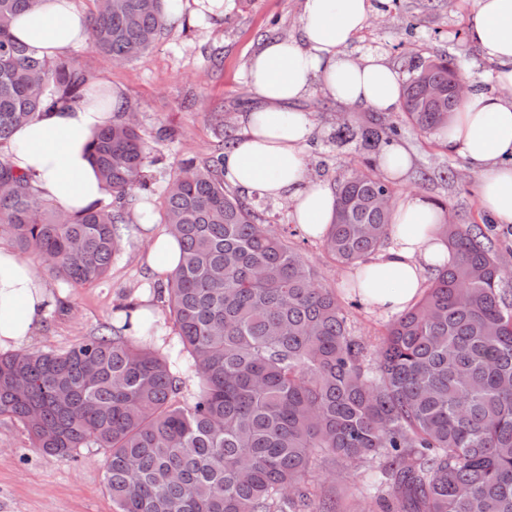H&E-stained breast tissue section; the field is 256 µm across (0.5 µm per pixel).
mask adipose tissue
<instances>
[{
	"mask_svg": "<svg viewBox=\"0 0 512 512\" xmlns=\"http://www.w3.org/2000/svg\"><path fill=\"white\" fill-rule=\"evenodd\" d=\"M375 14L372 0H303L300 36L266 41L249 65L248 85L258 101L242 138L224 153L226 179L240 189L286 199L292 221L313 239L331 223L336 198L328 186L306 177L305 150L314 124L295 111L313 80L339 103L391 112L400 105L397 74L382 58H353L347 48ZM13 35L55 62L90 38L88 17L76 0H37L11 22ZM471 41L492 64L494 92L468 88L448 117L444 139L476 176L480 209L492 222L512 225V0H476ZM102 111L77 100L36 114L13 134L4 153L26 176L33 192L56 209L83 213L108 195L87 152L93 136L125 109L119 89ZM133 217L148 245L145 261L158 281L177 268V240L135 205ZM441 212L418 193L406 192L390 226L392 244L370 262L352 267L348 280L368 307L390 314L404 311L425 286L427 267L449 251L438 234ZM60 301L45 269L0 245V350L25 348Z\"/></svg>",
	"mask_w": 512,
	"mask_h": 512,
	"instance_id": "adipose-tissue-1",
	"label": "adipose tissue"
}]
</instances>
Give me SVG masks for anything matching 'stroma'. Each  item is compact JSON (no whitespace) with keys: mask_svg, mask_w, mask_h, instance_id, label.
I'll return each mask as SVG.
<instances>
[{"mask_svg":"<svg viewBox=\"0 0 512 512\" xmlns=\"http://www.w3.org/2000/svg\"><path fill=\"white\" fill-rule=\"evenodd\" d=\"M300 9L301 0H225L223 14L209 17L191 4L183 23L166 28L143 61L116 66L87 44L71 49L65 60L91 80L106 79L122 89L127 107L138 114L148 145L157 144L159 128L174 131V140L157 144L168 168L178 158H203L218 144L229 145L240 138L246 116L257 105L247 86L248 61L268 30L298 37ZM475 11V0H386L347 51L355 58L379 55L398 69L402 80L407 74L400 69V44H412L425 58L460 57L463 76L489 91L495 87L490 66L469 40ZM216 49L222 57L217 67L210 59ZM295 108L316 117L306 149L307 177L333 184L356 153L355 144L339 147L331 139L347 108L318 84ZM216 112L224 115L223 127H215L212 121ZM399 144L412 158L410 170L397 182L399 188H411L430 202L447 204L457 223L478 221L475 176L462 157L448 152L441 140L408 131ZM450 166L457 171L456 179H440V172ZM288 242L301 251L318 281L345 304L352 334L367 347H375L389 314L355 305L346 267L332 261L320 240L297 234ZM142 251L140 237L130 233L104 281L65 289L64 301L49 314L30 349L67 350L80 339L97 335L103 325L115 323L116 307L125 297L150 296L154 280ZM0 512H114L106 490L103 449L82 448L71 459L47 455L33 448L18 423L0 416Z\"/></svg>","mask_w":512,"mask_h":512,"instance_id":"35a3bbf8","label":"stroma"}]
</instances>
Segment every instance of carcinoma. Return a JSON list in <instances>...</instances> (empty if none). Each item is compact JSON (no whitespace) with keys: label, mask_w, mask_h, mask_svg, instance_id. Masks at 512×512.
<instances>
[{"label":"carcinoma","mask_w":512,"mask_h":512,"mask_svg":"<svg viewBox=\"0 0 512 512\" xmlns=\"http://www.w3.org/2000/svg\"><path fill=\"white\" fill-rule=\"evenodd\" d=\"M36 0H0V146L39 110L110 100L83 71L49 62L11 21ZM91 47L117 65L143 60L163 30V0H92ZM402 119L347 112L333 141L360 154L336 177L322 245L340 266L388 241L399 188L377 175L382 148L448 132L463 66L402 54ZM437 98L423 95L426 85ZM89 154L115 201L81 215L46 210L0 159V234L70 287L104 280L135 225L129 199L156 196L180 245L163 293L176 335L121 325L59 351L0 354V416L59 457L105 450L114 512H512V289L506 256L482 229L439 233L452 261L393 318L373 354L343 304L256 208L224 180V147L183 157L163 181L134 111ZM342 481L336 497L312 480Z\"/></svg>","instance_id":"cac0c4a2"}]
</instances>
